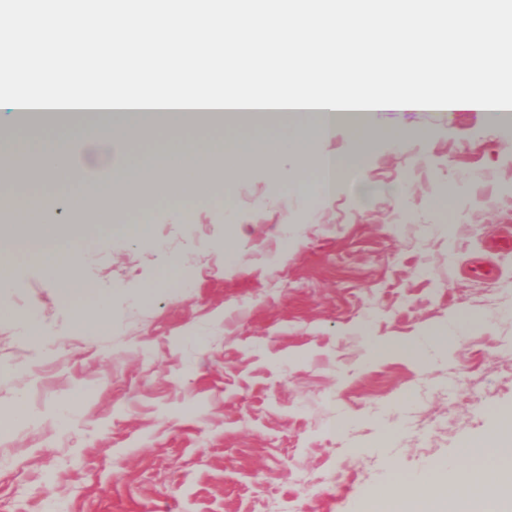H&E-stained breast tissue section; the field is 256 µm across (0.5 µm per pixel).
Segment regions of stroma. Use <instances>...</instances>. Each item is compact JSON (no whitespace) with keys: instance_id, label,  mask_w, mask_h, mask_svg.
Segmentation results:
<instances>
[{"instance_id":"35a3bbf8","label":"stroma","mask_w":512,"mask_h":512,"mask_svg":"<svg viewBox=\"0 0 512 512\" xmlns=\"http://www.w3.org/2000/svg\"><path fill=\"white\" fill-rule=\"evenodd\" d=\"M360 119L368 147L344 127L329 147L361 177L331 198L255 160L232 209L158 201L136 240L97 224L92 298L16 266L45 339L0 317V512H362L388 461L422 481L512 413V249L490 247L512 112ZM102 301L110 324L78 329ZM408 342L419 359L370 356Z\"/></svg>"}]
</instances>
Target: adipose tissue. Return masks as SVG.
<instances>
[{"mask_svg": "<svg viewBox=\"0 0 512 512\" xmlns=\"http://www.w3.org/2000/svg\"><path fill=\"white\" fill-rule=\"evenodd\" d=\"M375 0H324L321 8L287 11L285 0H177L178 25L154 50L156 64L164 79L156 87L141 90L129 85L126 75L137 61L127 52L126 33L146 13V0H120L119 8L84 11L73 0H57L87 46L76 69L65 72L55 63L27 62L13 68L0 67V107L19 110L24 106L48 107L59 102L75 105L92 103L102 114L116 113L117 119L96 134L78 137L64 133L46 136L35 130L23 139H12L10 148L0 151V162H9L18 150L38 154L47 175L69 170L74 152L90 154L95 171L104 173L98 191L61 198V206L83 210L99 209L106 198L140 208L137 222H125L120 231L137 239L150 229L152 212L141 204L135 187L149 189L165 201L176 216L195 214L210 200V179L219 175L224 205L232 207V186L251 158H276L291 163L290 175L299 180L310 176L315 196L329 197L334 181L347 178L354 159L325 150L337 127L348 126L360 144L368 133L361 123H351L337 101L333 88H325L319 102L293 106L292 116L301 122L284 137L242 140L236 130H225L223 138L198 137L185 140L189 107L220 109L224 106V85L235 73H251L254 57L242 51L240 34L262 24L265 13L287 16L263 50L281 89L308 83L310 74L324 71L329 63L320 45L325 31L335 28L341 18L350 25L374 27L370 10ZM471 16L474 26L448 28V12ZM397 19L409 20L413 30L393 32L376 41L369 56L352 54L342 44L339 54L352 68L371 64L387 71L394 89L362 101L369 112L434 108L471 109L484 112L512 110V74L504 65L512 60V0H499L494 10L479 7L477 0H407ZM112 30L111 57L122 69L105 75L103 57L97 49L104 28ZM306 39H298V31ZM494 31L498 41L474 49L477 33ZM454 73L453 87H446L440 73ZM160 123L166 148L159 156L131 161L128 147L146 127ZM37 232L22 254L10 247L0 248V290L8 291L17 259L38 264L51 279L66 284L75 297L88 293V283L79 274L83 253L76 243L85 228L38 218ZM404 480L389 489L372 493L365 512H512V415L502 414L478 440L465 443L453 464L435 465L413 495H405Z\"/></svg>", "mask_w": 512, "mask_h": 512, "instance_id": "adipose-tissue-1", "label": "adipose tissue"}]
</instances>
